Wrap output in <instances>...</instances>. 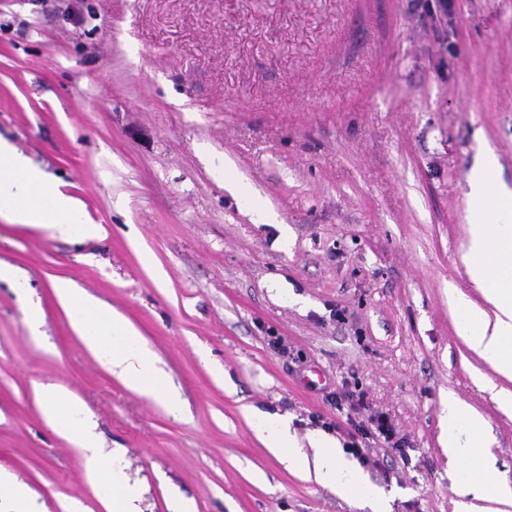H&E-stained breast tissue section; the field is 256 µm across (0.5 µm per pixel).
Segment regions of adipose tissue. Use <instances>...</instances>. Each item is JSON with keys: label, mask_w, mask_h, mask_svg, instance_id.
<instances>
[{"label": "adipose tissue", "mask_w": 512, "mask_h": 512, "mask_svg": "<svg viewBox=\"0 0 512 512\" xmlns=\"http://www.w3.org/2000/svg\"><path fill=\"white\" fill-rule=\"evenodd\" d=\"M493 155H485L471 177V212L476 224L462 257L467 273L487 305H473L456 287H449L457 328L469 347L502 376L512 379V191L496 186ZM57 188L40 169L8 141L0 140V218L36 227L60 238H96L100 229L80 220L82 208L72 203L56 207ZM61 304L75 316L78 333L99 354L105 367L141 393L177 403L158 375L154 359L120 318L101 310L65 280L54 285ZM45 417L63 437L77 438L93 484L106 493L107 512H134V495L121 468L109 464L85 421L83 407L61 395L54 386L39 387ZM441 417V444L454 464L459 500L457 512H479L477 500L512 503V481L488 461L486 422L454 394H446ZM252 431L266 450L288 470L314 477L321 486L343 493L360 508L384 512L378 493L345 457L339 442L316 431L307 447H299L287 417L253 412Z\"/></svg>", "instance_id": "obj_1"}]
</instances>
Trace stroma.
<instances>
[{
  "label": "stroma",
  "instance_id": "1",
  "mask_svg": "<svg viewBox=\"0 0 512 512\" xmlns=\"http://www.w3.org/2000/svg\"><path fill=\"white\" fill-rule=\"evenodd\" d=\"M0 137L101 237L0 219V470L37 512H107L35 390L86 406L140 512H360L289 472L243 407L298 436L367 394L409 446L362 475L389 512H454V393L512 480V392L456 329L448 287L481 153L512 190V0H0ZM231 167L238 189L224 185ZM127 322L180 402L107 371L53 284ZM43 311L40 335L29 303Z\"/></svg>",
  "mask_w": 512,
  "mask_h": 512
}]
</instances>
